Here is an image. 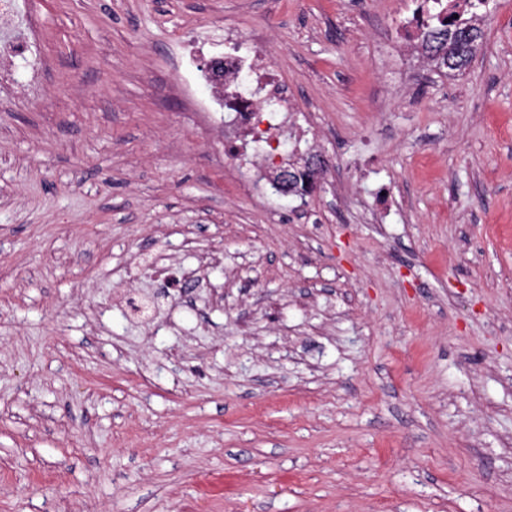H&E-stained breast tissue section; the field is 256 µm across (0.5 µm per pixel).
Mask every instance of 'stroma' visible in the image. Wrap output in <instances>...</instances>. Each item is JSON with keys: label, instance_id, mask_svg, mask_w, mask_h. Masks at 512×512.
Wrapping results in <instances>:
<instances>
[{"label": "stroma", "instance_id": "obj_1", "mask_svg": "<svg viewBox=\"0 0 512 512\" xmlns=\"http://www.w3.org/2000/svg\"><path fill=\"white\" fill-rule=\"evenodd\" d=\"M412 9L24 0L38 38L0 82V512H512V0L461 72L396 60ZM263 26L329 162L302 199L240 194L190 104L225 30ZM216 250L200 297L125 306L163 287L135 254Z\"/></svg>", "mask_w": 512, "mask_h": 512}]
</instances>
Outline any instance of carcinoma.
Instances as JSON below:
<instances>
[{"label": "carcinoma", "mask_w": 512, "mask_h": 512, "mask_svg": "<svg viewBox=\"0 0 512 512\" xmlns=\"http://www.w3.org/2000/svg\"><path fill=\"white\" fill-rule=\"evenodd\" d=\"M457 8L458 4L450 3L439 12L435 10L433 0H417L414 10L422 45L439 69L446 68L450 58L456 63V70L465 69L479 48V44L471 40H448V36L453 33L462 34L470 29H479V26L472 23V19L459 16Z\"/></svg>", "instance_id": "cac0c4a2"}]
</instances>
